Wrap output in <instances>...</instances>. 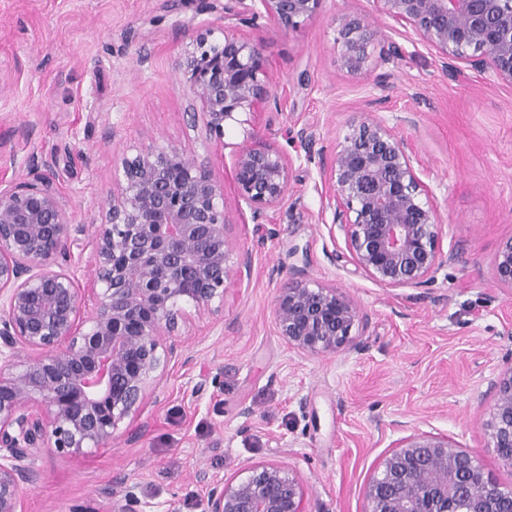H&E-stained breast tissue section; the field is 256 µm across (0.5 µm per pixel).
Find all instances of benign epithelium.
Segmentation results:
<instances>
[{"instance_id":"benign-epithelium-1","label":"benign epithelium","mask_w":512,"mask_h":512,"mask_svg":"<svg viewBox=\"0 0 512 512\" xmlns=\"http://www.w3.org/2000/svg\"><path fill=\"white\" fill-rule=\"evenodd\" d=\"M326 0H225L224 26L196 33L180 64L191 113L207 140L230 149L234 200L203 164L173 147L122 156V177L95 234L94 305L69 260L66 201L47 176L0 189V512H25L22 487L39 479L44 448L73 454L105 448L118 424L136 418L171 362L184 355L179 324L187 303L224 312L229 285L251 278L248 252L232 257L228 210L247 205L259 224L290 191L293 160L251 127L278 82L263 49L237 33L246 14L280 30L304 26ZM380 11L413 34L449 68L465 64L512 86V0H377ZM341 68L369 65L376 31L361 15L335 19ZM248 126L240 143L225 130ZM411 142L382 120L353 117L322 164L321 220L341 231L356 269L387 288H420L450 259L439 248L442 218L422 179ZM498 285L512 289V236L493 257ZM363 321L353 299L296 269L278 289L274 322L288 349L334 354ZM36 352L19 356V350ZM486 430L512 464V368L496 381ZM203 512H307L300 481L279 464L248 466L230 481L198 475ZM369 512H512V493L486 480L476 458L448 436L414 432L398 440L367 487Z\"/></svg>"}]
</instances>
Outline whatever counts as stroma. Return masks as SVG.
I'll return each mask as SVG.
<instances>
[{"mask_svg":"<svg viewBox=\"0 0 512 512\" xmlns=\"http://www.w3.org/2000/svg\"><path fill=\"white\" fill-rule=\"evenodd\" d=\"M366 16L379 30L367 71L340 67L333 19ZM224 22V0H0V183L53 178L83 225L68 264L91 285L93 238L123 154L170 146L205 164L236 194L232 161L191 126L179 64L195 31ZM239 34L263 46L277 98L256 114L260 135L295 158L294 181L265 223L230 210L234 251L252 277L230 286L224 318L193 313L184 361L170 364L161 402L122 421L112 447L43 450L26 512H107L101 489L132 490L137 512H202L197 471L233 479L276 462L303 485L310 512H368L367 486L394 441L448 435L486 479L512 489L484 428L493 383L512 368V290L492 258L512 236V88L489 75L449 72L414 36L395 32L375 0H326L299 30L245 16ZM391 76L383 89L380 74ZM411 139L432 176L442 252H455L422 288H385L356 272L321 222L320 160L355 114ZM309 127L311 149L294 136ZM307 246L306 276L346 292L369 318L353 347L324 356L290 351L273 322L292 275L289 243ZM337 260H330L329 251ZM144 426L131 442L132 423Z\"/></svg>","mask_w":512,"mask_h":512,"instance_id":"35a3bbf8","label":"stroma"}]
</instances>
